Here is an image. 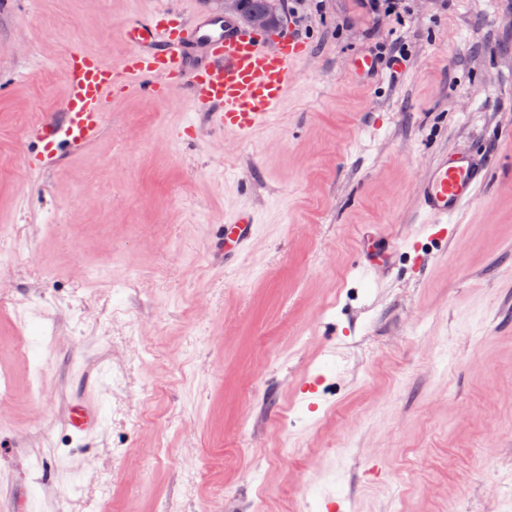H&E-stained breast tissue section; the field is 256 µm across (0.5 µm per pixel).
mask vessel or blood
Masks as SVG:
<instances>
[{"mask_svg": "<svg viewBox=\"0 0 512 512\" xmlns=\"http://www.w3.org/2000/svg\"><path fill=\"white\" fill-rule=\"evenodd\" d=\"M180 18L175 27L151 15L127 22L125 31L140 48L116 68L72 53L66 96L29 133L37 144L30 170H50L63 153L94 142L103 127L105 106L118 91L144 99L187 91L195 110L205 113L210 124L243 139L270 122L274 108L298 78L305 41L289 30L264 39L240 24L194 11ZM486 176L487 162L481 156L441 153L424 181L419 206L431 223H448L472 202ZM254 230L251 211L226 218L221 241L225 263L236 260ZM69 423L75 435L83 437L98 427L99 417L91 406L76 401L69 408Z\"/></svg>", "mask_w": 512, "mask_h": 512, "instance_id": "1", "label": "vessel or blood"}]
</instances>
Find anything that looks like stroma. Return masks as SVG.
<instances>
[{
	"instance_id": "35a3bbf8",
	"label": "stroma",
	"mask_w": 512,
	"mask_h": 512,
	"mask_svg": "<svg viewBox=\"0 0 512 512\" xmlns=\"http://www.w3.org/2000/svg\"><path fill=\"white\" fill-rule=\"evenodd\" d=\"M184 5L0 0V238L21 251L0 264V505L22 487L26 512H512V0L395 19L279 0L307 54L267 127L242 140L187 92L117 93L95 142L26 173L71 53L119 64L128 19ZM475 149L490 179L430 240L424 176ZM244 207L228 268L216 243ZM370 239L393 272L358 270ZM76 398L101 417L82 440ZM224 238L221 250H224V266L233 263L251 240L255 230V217L249 210H241L224 219Z\"/></svg>"
}]
</instances>
